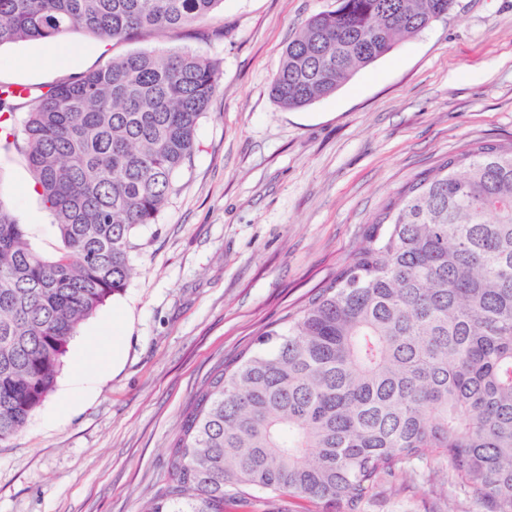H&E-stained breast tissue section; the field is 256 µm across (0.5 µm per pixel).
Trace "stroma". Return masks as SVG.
Returning <instances> with one entry per match:
<instances>
[{"label": "stroma", "instance_id": "1", "mask_svg": "<svg viewBox=\"0 0 512 512\" xmlns=\"http://www.w3.org/2000/svg\"><path fill=\"white\" fill-rule=\"evenodd\" d=\"M335 5L224 0L201 24L224 36L207 41L74 31L0 46V82L29 86L134 51L189 48L219 63L195 153L157 222L139 228L126 288L80 325L53 392L0 445V512H146L210 373L328 281L402 186L471 143L512 141V0H455L335 95L278 106L270 83L289 40ZM33 185L23 155L0 149V200L49 254L54 218ZM118 328L120 362L77 372ZM365 512H448V485L379 495Z\"/></svg>", "mask_w": 512, "mask_h": 512}]
</instances>
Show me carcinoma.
Listing matches in <instances>:
<instances>
[{
	"label": "carcinoma",
	"instance_id": "1",
	"mask_svg": "<svg viewBox=\"0 0 512 512\" xmlns=\"http://www.w3.org/2000/svg\"><path fill=\"white\" fill-rule=\"evenodd\" d=\"M222 3L0 0V46L191 31ZM453 3L339 0L288 42L273 100L331 97ZM217 71L199 51H140L48 86L0 84L3 148L23 152L59 239L35 251L0 202V444L51 394L81 323L126 287L134 231L191 160ZM256 342L199 390L148 512H249V489L364 512L424 462L467 512H512V143H475L404 186L336 276Z\"/></svg>",
	"mask_w": 512,
	"mask_h": 512
}]
</instances>
